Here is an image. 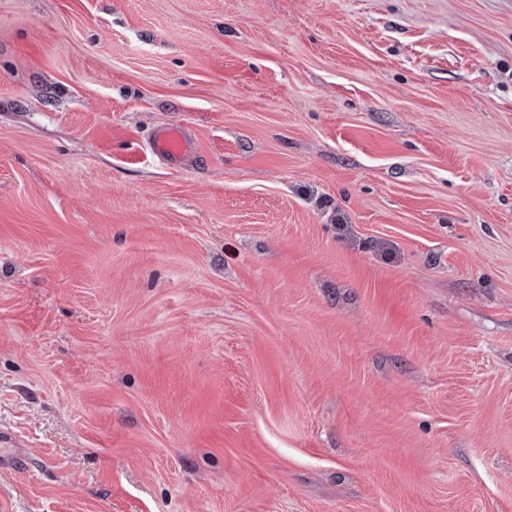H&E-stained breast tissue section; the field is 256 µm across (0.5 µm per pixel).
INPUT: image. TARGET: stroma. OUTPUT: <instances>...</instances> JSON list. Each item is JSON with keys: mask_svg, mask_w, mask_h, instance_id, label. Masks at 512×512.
Wrapping results in <instances>:
<instances>
[{"mask_svg": "<svg viewBox=\"0 0 512 512\" xmlns=\"http://www.w3.org/2000/svg\"><path fill=\"white\" fill-rule=\"evenodd\" d=\"M0 512H512V0H0ZM150 153L156 158L178 165L195 159V144L182 126L166 125L156 128L149 137Z\"/></svg>", "mask_w": 512, "mask_h": 512, "instance_id": "stroma-1", "label": "stroma"}]
</instances>
